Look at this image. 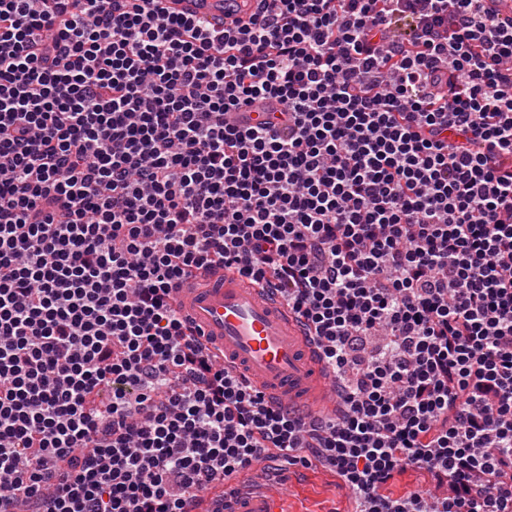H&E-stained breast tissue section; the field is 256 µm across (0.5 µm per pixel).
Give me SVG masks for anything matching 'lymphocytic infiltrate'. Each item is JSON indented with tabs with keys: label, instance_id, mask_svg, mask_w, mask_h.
<instances>
[{
	"label": "lymphocytic infiltrate",
	"instance_id": "lymphocytic-infiltrate-1",
	"mask_svg": "<svg viewBox=\"0 0 512 512\" xmlns=\"http://www.w3.org/2000/svg\"><path fill=\"white\" fill-rule=\"evenodd\" d=\"M152 2L0 0V512H223L271 455L352 512H512V18ZM217 270L275 288L334 418L181 314ZM160 6L177 15L193 16L205 20L218 28L234 19L248 20L255 12V1L243 0H160Z\"/></svg>",
	"mask_w": 512,
	"mask_h": 512
}]
</instances>
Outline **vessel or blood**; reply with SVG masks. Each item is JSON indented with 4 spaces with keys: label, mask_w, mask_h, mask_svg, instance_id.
<instances>
[{
    "label": "vessel or blood",
    "mask_w": 512,
    "mask_h": 512,
    "mask_svg": "<svg viewBox=\"0 0 512 512\" xmlns=\"http://www.w3.org/2000/svg\"><path fill=\"white\" fill-rule=\"evenodd\" d=\"M164 9L205 20L215 27L249 19L253 0H162ZM183 311L223 349L226 358L246 368L249 378L288 408L320 412L328 396L321 363L287 309L239 277L216 274L208 287L179 292ZM278 494L268 489L224 500V512H279Z\"/></svg>",
    "instance_id": "vessel-or-blood-1"
}]
</instances>
